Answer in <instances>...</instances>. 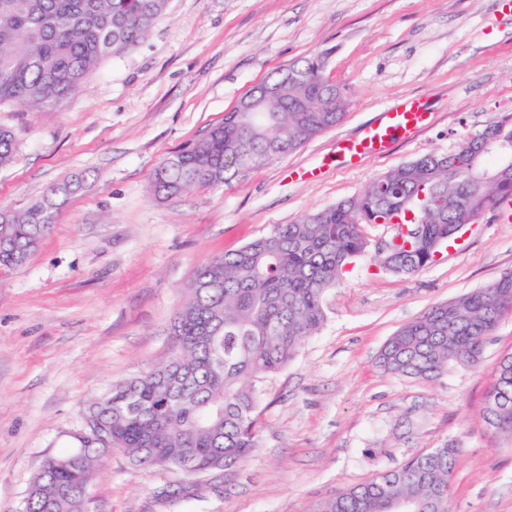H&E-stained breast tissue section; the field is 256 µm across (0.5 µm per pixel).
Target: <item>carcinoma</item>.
I'll return each instance as SVG.
<instances>
[{
	"instance_id": "cac0c4a2",
	"label": "carcinoma",
	"mask_w": 512,
	"mask_h": 512,
	"mask_svg": "<svg viewBox=\"0 0 512 512\" xmlns=\"http://www.w3.org/2000/svg\"><path fill=\"white\" fill-rule=\"evenodd\" d=\"M169 8V0H0V103L51 109L93 78L106 58L135 47ZM327 53L292 62L266 84L280 87L267 101L276 121L227 112L224 122L165 158L151 191L158 201L196 188L230 183L245 170L228 157L262 167L292 153L343 118L346 88L325 75ZM297 80L285 81L287 73ZM14 133L0 127V168L15 158ZM466 136L448 155L428 154L377 177L359 195L311 212L215 258L194 272L187 301L171 326L168 355L112 386L87 414L103 420L112 442L135 466L178 470L189 477L231 470L259 447L257 419L266 378L288 366L326 320L324 295L347 266L368 254L363 226L380 218L399 229L402 243L376 251L379 265L412 274L431 263L428 249L448 231L473 223L512 197V163L491 173ZM390 189L386 196L378 188ZM72 179L50 187L21 211L0 210V267L25 264L49 231L58 200L77 191ZM434 192L445 206L418 204ZM408 228V234L400 232ZM512 315V271L458 301L438 304L387 341L379 366L432 380L451 363L477 366L489 336ZM512 399V354L498 364L490 394ZM486 418L512 442V402L487 399ZM77 446L49 456L20 512H77L89 499L93 474L109 451L92 432ZM457 463L449 446L404 461L371 480L320 502L315 512H386L388 499L421 512H450Z\"/></svg>"
}]
</instances>
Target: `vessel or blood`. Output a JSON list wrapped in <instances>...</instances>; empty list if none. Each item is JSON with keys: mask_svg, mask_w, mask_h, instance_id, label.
Masks as SVG:
<instances>
[{"mask_svg": "<svg viewBox=\"0 0 512 512\" xmlns=\"http://www.w3.org/2000/svg\"><path fill=\"white\" fill-rule=\"evenodd\" d=\"M430 119L428 107L421 99H403L381 112L361 136L339 139L336 152L346 165H357L369 154L385 150L397 135H408L422 129Z\"/></svg>", "mask_w": 512, "mask_h": 512, "instance_id": "obj_1", "label": "vessel or blood"}]
</instances>
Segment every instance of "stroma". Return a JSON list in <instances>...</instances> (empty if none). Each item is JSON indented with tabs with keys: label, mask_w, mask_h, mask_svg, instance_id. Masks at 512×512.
<instances>
[{
	"label": "stroma",
	"mask_w": 512,
	"mask_h": 512,
	"mask_svg": "<svg viewBox=\"0 0 512 512\" xmlns=\"http://www.w3.org/2000/svg\"><path fill=\"white\" fill-rule=\"evenodd\" d=\"M328 51L326 74L350 91L343 120L297 151L229 184L167 202L156 168L201 138L253 86ZM424 97L431 123L347 167L336 142L400 99ZM512 121V13L498 0H170L136 47L51 110L0 104L17 136L0 169V209L84 176L26 264L0 271V512H19L44 458L74 447L84 410L113 384L163 360L170 323L197 267L276 225L360 194L426 154L455 151L492 119ZM317 169L302 181L296 169ZM512 270V220L485 212L412 275L360 259L327 290V319L264 384L259 447L237 470L165 497L180 472L109 455L87 512H314L342 489L451 445V512H512V446L485 420L512 317L478 366L435 380L383 372L401 326Z\"/></svg>",
	"instance_id": "1"
}]
</instances>
